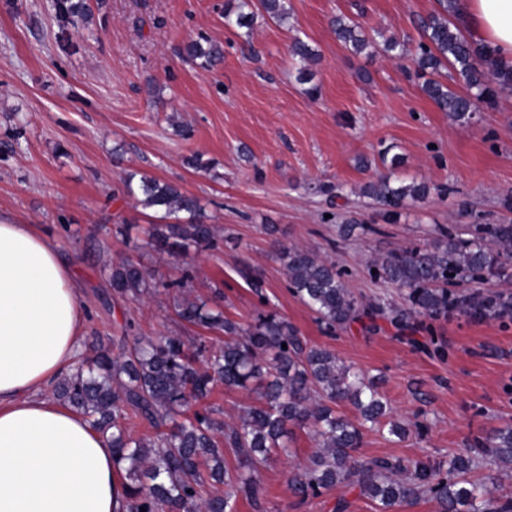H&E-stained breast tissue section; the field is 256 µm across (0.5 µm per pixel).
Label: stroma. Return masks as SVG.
<instances>
[{
  "label": "stroma",
  "instance_id": "35a3bbf8",
  "mask_svg": "<svg viewBox=\"0 0 512 512\" xmlns=\"http://www.w3.org/2000/svg\"><path fill=\"white\" fill-rule=\"evenodd\" d=\"M86 20L65 26L52 0H0V216L32 225L69 263L85 311L81 350L117 349L126 320L140 336L189 341L203 329L182 321L163 290L131 302L113 295L109 274L123 260L154 270L161 282L193 272L192 295L208 300L224 285V313L241 323L274 310L302 336L380 379L392 416L413 422L404 439L366 432L363 456H394L447 467L475 437L512 419V316L461 312L436 320L380 317L327 332L287 286L272 245L280 239L318 252L345 272L364 305L404 306L405 293L372 282L375 256L425 244L436 224L512 222L500 200L512 194V90L474 117L451 120L424 94L410 58L386 59L343 48L331 20L358 16L363 28L417 44L416 16L437 0H288L278 26L224 24L229 0H85ZM206 38L224 46V62L204 72L182 57ZM317 51V98L297 79L294 38ZM189 127L179 136L176 125ZM392 148L406 181L447 187L403 210L389 224L356 196L384 167ZM213 162L195 170L184 159ZM138 170L196 196L217 227L215 248L185 256L144 249L152 210L122 192ZM356 219L341 238L339 226ZM122 236H114V225ZM275 225L269 236L266 225ZM316 444L296 430L292 452L261 469L260 505L237 512H376L353 488L299 499L288 473Z\"/></svg>",
  "mask_w": 512,
  "mask_h": 512
}]
</instances>
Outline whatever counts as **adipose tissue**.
Instances as JSON below:
<instances>
[{
	"label": "adipose tissue",
	"mask_w": 512,
	"mask_h": 512,
	"mask_svg": "<svg viewBox=\"0 0 512 512\" xmlns=\"http://www.w3.org/2000/svg\"><path fill=\"white\" fill-rule=\"evenodd\" d=\"M458 8L469 39L512 67V0ZM84 324L54 244L0 219V512H125L111 446L44 393L73 371Z\"/></svg>",
	"instance_id": "obj_1"
}]
</instances>
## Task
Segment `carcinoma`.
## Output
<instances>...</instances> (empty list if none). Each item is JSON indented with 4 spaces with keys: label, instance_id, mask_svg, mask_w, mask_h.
<instances>
[{
    "label": "carcinoma",
    "instance_id": "carcinoma-1",
    "mask_svg": "<svg viewBox=\"0 0 512 512\" xmlns=\"http://www.w3.org/2000/svg\"><path fill=\"white\" fill-rule=\"evenodd\" d=\"M55 8L69 22L85 16L84 0H56ZM457 0H438V9L417 20L420 40L412 54L413 75L437 108L467 123L474 100L496 101L512 88V69L498 68L491 52L467 39L455 21ZM279 25L288 23L286 0H236L224 12V23L250 28L256 17ZM336 37L358 54L389 58L408 55L406 43L390 38L378 43L354 18L334 20ZM292 55L299 59V80L311 81L314 50L296 37ZM186 58L209 71L224 59L220 44L190 41ZM461 81L460 94L439 80ZM387 173L365 185L360 195L379 215L395 221L407 206L431 193L445 194L442 186L405 183L395 176L402 158L381 152ZM128 196L160 215L150 226L144 247L157 252L184 254L216 245L214 225L207 222L197 197L177 185L139 171L127 174ZM434 239L388 252L367 267L369 277L406 290L407 308L393 319L415 315L445 317L458 309L472 316L512 313V293L465 292L472 280H512V224H472L468 236L453 225L436 224ZM289 290L333 332L382 312L378 305L366 311L344 282L336 264L313 250L276 245ZM154 273L144 265L123 261L112 267L113 292L138 301L152 288ZM193 274L162 287L172 295L183 320L222 336L218 346L205 341L185 343L174 337L136 338L117 355L104 347L83 357L75 372L58 382L54 396L84 417L112 447V456L127 488V512H236L238 498L259 505L262 486L258 468L272 453L289 448L293 429H307L319 450L311 463L290 472L288 488L306 499L337 486L359 489L377 505L378 512H404L429 495L439 512H512V499L498 493L490 479L468 477L476 466L512 464V422L477 438L474 447L453 456L448 471L422 461L364 457L359 454L367 427H384L387 403L376 384L362 371L340 361L322 346L309 344L298 329L274 310L262 312L246 325L224 316V291L215 287L212 308L190 297ZM287 348H282V345ZM255 390L259 404L246 408L238 421L226 423L221 409L205 403L213 388ZM351 406L355 419L339 412ZM147 424L151 435L134 433V422ZM239 463L231 472L224 465V449Z\"/></svg>",
    "mask_w": 512,
    "mask_h": 512
}]
</instances>
